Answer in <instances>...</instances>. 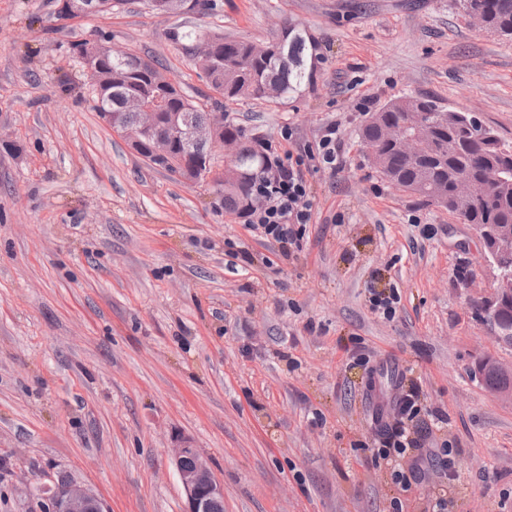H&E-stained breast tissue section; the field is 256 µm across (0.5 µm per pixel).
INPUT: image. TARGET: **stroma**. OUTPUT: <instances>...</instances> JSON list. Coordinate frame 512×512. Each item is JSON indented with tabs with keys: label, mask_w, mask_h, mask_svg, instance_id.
Returning <instances> with one entry per match:
<instances>
[{
	"label": "stroma",
	"mask_w": 512,
	"mask_h": 512,
	"mask_svg": "<svg viewBox=\"0 0 512 512\" xmlns=\"http://www.w3.org/2000/svg\"><path fill=\"white\" fill-rule=\"evenodd\" d=\"M142 0L61 20L60 0H0V512H38L68 475L111 512H183L173 464L193 440L225 512H512V401L471 369L512 365L474 313L496 279L471 225L373 166L359 131L398 96L432 95L512 142V39L459 0ZM318 54L281 104L212 99L175 33L268 43L284 24ZM154 61L254 143L285 154L334 122L337 172L308 174L312 222L282 255L224 210L214 180L149 166L93 109L70 44ZM291 139H283L284 128ZM397 297L388 319L373 293ZM417 387L423 451L455 448L410 487L376 464L379 409Z\"/></svg>",
	"instance_id": "35a3bbf8"
}]
</instances>
